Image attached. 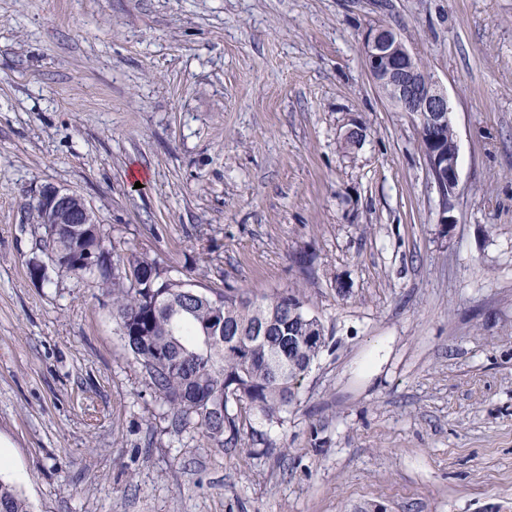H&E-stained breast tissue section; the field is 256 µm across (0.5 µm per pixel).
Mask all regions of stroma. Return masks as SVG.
Returning a JSON list of instances; mask_svg holds the SVG:
<instances>
[{"label":"stroma","mask_w":512,"mask_h":512,"mask_svg":"<svg viewBox=\"0 0 512 512\" xmlns=\"http://www.w3.org/2000/svg\"><path fill=\"white\" fill-rule=\"evenodd\" d=\"M378 2L0 0V479L31 512H512V0ZM378 24L448 93L450 233ZM49 185L199 291L299 293L328 343L281 422L167 432L111 294L30 273Z\"/></svg>","instance_id":"stroma-1"}]
</instances>
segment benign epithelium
<instances>
[{"instance_id":"7a95c632","label":"benign epithelium","mask_w":512,"mask_h":512,"mask_svg":"<svg viewBox=\"0 0 512 512\" xmlns=\"http://www.w3.org/2000/svg\"><path fill=\"white\" fill-rule=\"evenodd\" d=\"M361 51L376 86L399 111L410 114L418 127L428 174L442 200L438 223L446 232L455 223L448 200L456 195L459 182L457 142L448 143L443 136V129L453 126L448 94L433 76L423 79L418 58L389 26L370 28ZM38 207L45 226L77 224L80 240L88 238L84 225L89 223L90 210L80 195L47 186L39 193ZM41 252L48 263H36L31 269L39 277L46 274L47 266L57 267L62 258V253L50 248Z\"/></svg>"}]
</instances>
